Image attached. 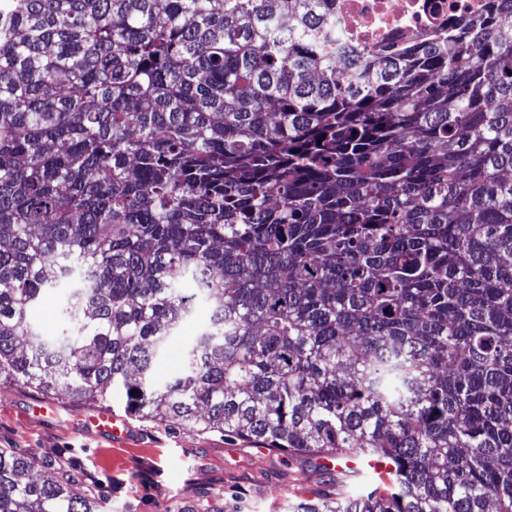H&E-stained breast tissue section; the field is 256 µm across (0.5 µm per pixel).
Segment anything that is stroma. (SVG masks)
I'll return each instance as SVG.
<instances>
[{"label":"stroma","mask_w":512,"mask_h":512,"mask_svg":"<svg viewBox=\"0 0 512 512\" xmlns=\"http://www.w3.org/2000/svg\"><path fill=\"white\" fill-rule=\"evenodd\" d=\"M95 404L26 386L0 388V448H11L105 512H291L321 492L354 495L380 487L372 468L347 479L287 452L263 456L258 444L218 432L130 418L124 441L89 422Z\"/></svg>","instance_id":"stroma-1"}]
</instances>
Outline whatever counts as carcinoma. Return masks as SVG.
Masks as SVG:
<instances>
[{"mask_svg":"<svg viewBox=\"0 0 512 512\" xmlns=\"http://www.w3.org/2000/svg\"><path fill=\"white\" fill-rule=\"evenodd\" d=\"M334 28L0 0V386L393 465L294 512H512V0L341 68ZM52 290L72 333L32 320ZM31 470L0 448V512H100Z\"/></svg>","mask_w":512,"mask_h":512,"instance_id":"1","label":"carcinoma"}]
</instances>
